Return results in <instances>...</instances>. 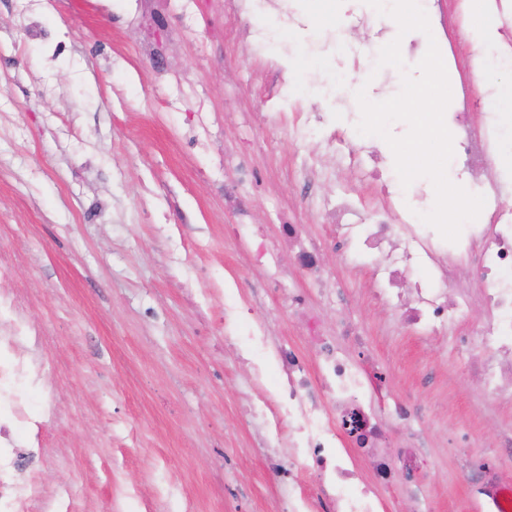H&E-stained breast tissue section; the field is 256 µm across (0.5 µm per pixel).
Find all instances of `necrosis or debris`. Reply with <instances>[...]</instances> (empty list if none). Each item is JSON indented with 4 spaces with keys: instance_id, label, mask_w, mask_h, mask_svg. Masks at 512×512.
<instances>
[{
    "instance_id": "1",
    "label": "necrosis or debris",
    "mask_w": 512,
    "mask_h": 512,
    "mask_svg": "<svg viewBox=\"0 0 512 512\" xmlns=\"http://www.w3.org/2000/svg\"><path fill=\"white\" fill-rule=\"evenodd\" d=\"M224 8L246 19L263 16L277 24L294 20L287 0H224ZM224 162L234 167L241 184L224 194L225 205L238 217L232 232L245 243L248 257L261 263L265 290L278 296L280 311L304 338L300 344L274 341L262 318L244 333L248 348L266 358L253 364L252 379H262L270 364L282 374L277 390L249 404L248 416L261 421L267 432L269 468L288 482V512H380L383 498L357 471V456L381 473L398 474L411 501L407 512H428L429 491L418 481V435L404 428L394 435L383 428L390 417L414 419L413 406L399 399L385 402V373L351 359L339 342L350 336L363 345L360 327L344 315L336 326H324L320 315L308 308L307 295L315 293L326 305L344 299L343 289L331 287L334 276L326 252L347 255L355 242L365 253L386 255L387 263L372 273L371 301L391 309L419 338H447L482 390L511 402L512 210L489 203L491 223L451 243L429 225L404 224L399 215L385 211L362 223L354 201L344 198L332 204L323 239L307 238L301 225L285 220L278 224L277 242L287 243L292 253L288 268L277 243L251 230L250 199L242 187L260 185L261 173L247 167L240 154ZM292 270L305 278L308 290L286 287ZM473 272L486 283L477 298L460 286ZM38 373L36 361L11 336H0V512H30L40 494L37 482L14 478L19 467L14 433L30 424L25 387ZM284 439L294 450L293 461L319 472L317 492H309L299 473L276 455Z\"/></svg>"
}]
</instances>
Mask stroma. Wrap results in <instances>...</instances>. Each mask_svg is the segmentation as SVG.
Masks as SVG:
<instances>
[{"label": "stroma", "mask_w": 512, "mask_h": 512, "mask_svg": "<svg viewBox=\"0 0 512 512\" xmlns=\"http://www.w3.org/2000/svg\"><path fill=\"white\" fill-rule=\"evenodd\" d=\"M300 25L275 26L287 59L250 48L245 20L224 0H0V293H20L41 341L21 337L40 363L29 389L44 445L26 449L21 479L44 493L33 512H277L264 430L242 419L249 364L224 342V284L251 302L263 277L225 233L235 216L225 152L249 151L266 180L252 187L251 222L288 214L325 234L327 204L352 197L363 214L391 201L368 178L372 137L359 135L358 89L378 102L401 75L366 55L399 35L365 0H337L319 24L295 0ZM427 44L450 35L452 99L481 130L502 109L512 68L479 75V51L500 27L468 30L459 0H427ZM350 82L334 108L326 83ZM307 127L304 145L290 132ZM305 165L303 196L292 175ZM382 258L355 266L330 255L346 290L342 311L367 332L368 353L394 396L424 411L421 472L430 512H491L467 485L471 459L493 456L512 403L486 394L446 340L403 329L363 289ZM429 363L428 384L409 375ZM474 445L449 451L455 429Z\"/></svg>", "instance_id": "1"}]
</instances>
